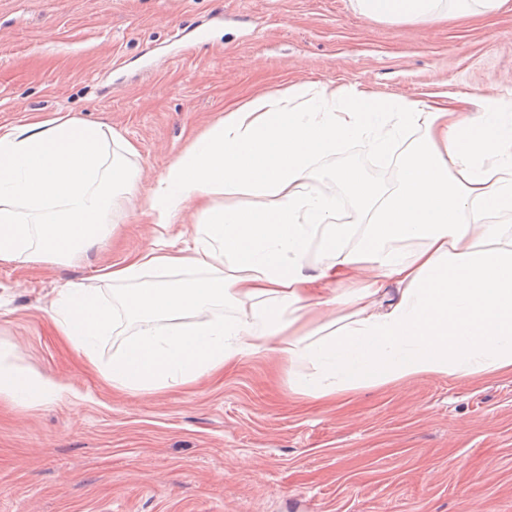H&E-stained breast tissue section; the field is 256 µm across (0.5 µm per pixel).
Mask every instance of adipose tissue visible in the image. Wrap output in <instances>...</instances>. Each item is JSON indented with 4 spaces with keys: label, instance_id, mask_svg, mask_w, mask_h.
<instances>
[{
    "label": "adipose tissue",
    "instance_id": "1",
    "mask_svg": "<svg viewBox=\"0 0 512 512\" xmlns=\"http://www.w3.org/2000/svg\"><path fill=\"white\" fill-rule=\"evenodd\" d=\"M378 20L423 23L448 0H356ZM420 140L402 162L397 192L350 247L353 228L335 221V201L305 184L317 159L338 143L373 132L391 149L397 129ZM110 128L60 116L25 129L0 128V260L28 263L90 250L106 220L140 183L111 150ZM264 199L229 207L226 194ZM512 210V115L489 103L472 116L448 102H377L357 85L291 83L229 105L192 141L148 195L151 223L174 231L103 278L125 283L120 305L137 332L101 376L131 392L186 384L232 366L248 351L287 361L290 393L335 399L420 375L469 378L512 373V237L493 214ZM205 223H196V216ZM334 258L309 272L312 241ZM411 250H404V243ZM364 286L346 289L363 265ZM232 273L221 276L220 268ZM198 268L200 278L143 282L150 269ZM231 298L234 318L213 319ZM347 308L326 335L308 324ZM192 314L197 321L179 325ZM114 320L80 288L58 292L53 322L85 356ZM43 380L0 359V398L30 403L52 396Z\"/></svg>",
    "mask_w": 512,
    "mask_h": 512
}]
</instances>
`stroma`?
<instances>
[{
	"instance_id": "stroma-1",
	"label": "stroma",
	"mask_w": 512,
	"mask_h": 512,
	"mask_svg": "<svg viewBox=\"0 0 512 512\" xmlns=\"http://www.w3.org/2000/svg\"><path fill=\"white\" fill-rule=\"evenodd\" d=\"M292 82L356 83L382 99L512 113V0L492 15L378 21L355 0H0V126L75 114L136 153L141 195L86 253L0 261V354L59 386L39 405L0 399V512H512V374L421 376L328 404L288 398L292 370L264 353L223 375L113 389L56 336L53 304L151 247L146 192L224 109ZM369 138L316 161L309 192L369 213L338 174L379 194L400 165ZM249 466L231 467L232 459Z\"/></svg>"
}]
</instances>
